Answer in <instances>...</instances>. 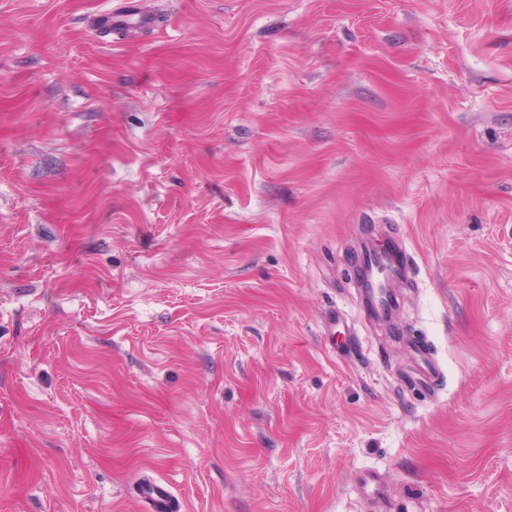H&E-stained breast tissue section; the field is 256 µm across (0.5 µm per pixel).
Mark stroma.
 <instances>
[{"label":"stroma","instance_id":"35a3bbf8","mask_svg":"<svg viewBox=\"0 0 512 512\" xmlns=\"http://www.w3.org/2000/svg\"><path fill=\"white\" fill-rule=\"evenodd\" d=\"M150 481L512 512V0H0V512Z\"/></svg>","mask_w":512,"mask_h":512}]
</instances>
